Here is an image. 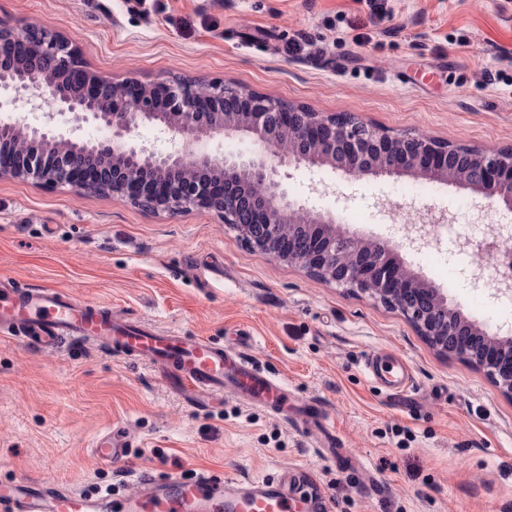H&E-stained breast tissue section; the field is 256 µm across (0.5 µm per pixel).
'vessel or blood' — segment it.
Wrapping results in <instances>:
<instances>
[{"label":"vessel or blood","mask_w":512,"mask_h":512,"mask_svg":"<svg viewBox=\"0 0 512 512\" xmlns=\"http://www.w3.org/2000/svg\"><path fill=\"white\" fill-rule=\"evenodd\" d=\"M0 329L38 350L91 344L125 359L151 362L196 409L227 389L270 408L288 399L282 381L241 353L227 351L205 336H182L127 321L111 307L78 299L62 288L0 278ZM365 368L392 394L405 392L412 384L409 366L400 358L375 355ZM125 452L115 431L104 433L92 445L94 458L104 466L118 464ZM305 483L297 471L272 480L223 479L205 473L188 480L144 476L134 494L118 501L108 493L86 495L54 481L23 479L0 485V512H325Z\"/></svg>","instance_id":"1"}]
</instances>
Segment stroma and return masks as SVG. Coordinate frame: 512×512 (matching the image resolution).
I'll return each instance as SVG.
<instances>
[{"label": "stroma", "instance_id": "1", "mask_svg": "<svg viewBox=\"0 0 512 512\" xmlns=\"http://www.w3.org/2000/svg\"><path fill=\"white\" fill-rule=\"evenodd\" d=\"M73 40L92 72L144 84L224 83L391 135L512 148V0H0V23ZM290 198L390 240L468 319L511 304L490 263L454 243L421 259L404 226L426 209L479 236L512 213L408 175L355 181L283 166ZM65 288L185 336H207L288 386L273 412L229 393L198 412L146 361L0 338V484L51 478L120 499L151 474L302 472L326 512H512V399L439 354L397 310L251 247L213 212L151 213L0 175V277ZM405 359L390 395L367 356ZM122 432L124 460L94 459ZM117 431L110 430L96 439L92 445V454L96 461L104 466L116 465L125 457V442Z\"/></svg>", "mask_w": 512, "mask_h": 512}]
</instances>
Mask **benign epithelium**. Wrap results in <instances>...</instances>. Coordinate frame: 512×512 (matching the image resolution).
I'll use <instances>...</instances> for the list:
<instances>
[{"label":"benign epithelium","mask_w":512,"mask_h":512,"mask_svg":"<svg viewBox=\"0 0 512 512\" xmlns=\"http://www.w3.org/2000/svg\"><path fill=\"white\" fill-rule=\"evenodd\" d=\"M36 41L60 60V74L37 85L16 79L14 65L0 64V89L43 121L31 126L0 121V142L19 137L21 151L0 172L43 185H71L79 190L113 194L152 212L190 209L211 211L237 230L252 247L296 265L310 275L355 288L398 310L440 353L482 369L499 390L512 397V336L465 319L435 285L411 273L395 257L393 246L342 230L335 217L284 201L285 193L263 156L216 157L194 154L197 170L224 172V191L214 192L187 175L184 147L205 138L239 134L273 153L282 163L310 168L328 165L347 176L393 177L412 174L427 182H451L482 195L489 207L512 211V149H475L431 137L390 135L350 115L324 116L299 106H282L257 94H244L224 83V111L200 112L188 87L172 80L160 85L173 104L171 112L151 111V86L117 83L83 68L72 42L45 27L0 24V43ZM124 89L118 103L111 86ZM82 113L110 136L80 153L60 151L63 142H78L80 127L68 135L54 132L58 117ZM155 123L172 134L166 153L131 146L127 137L137 121Z\"/></svg>","instance_id":"7a95c632"}]
</instances>
